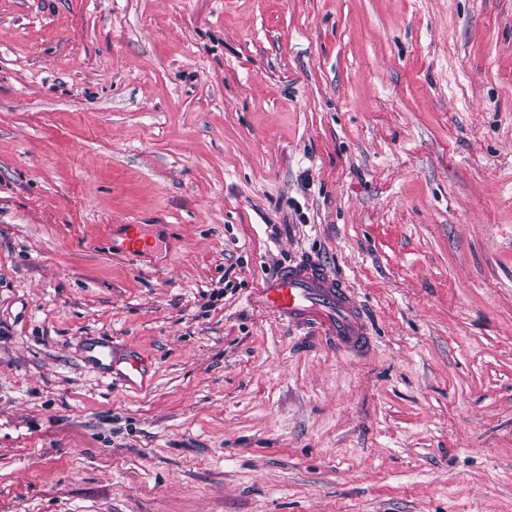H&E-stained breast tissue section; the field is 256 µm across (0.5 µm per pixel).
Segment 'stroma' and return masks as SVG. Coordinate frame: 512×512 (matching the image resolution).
<instances>
[{
  "mask_svg": "<svg viewBox=\"0 0 512 512\" xmlns=\"http://www.w3.org/2000/svg\"><path fill=\"white\" fill-rule=\"evenodd\" d=\"M0 512H512V0H0ZM123 226L125 232L121 246L125 253L135 256L149 248L148 241L142 233L143 224H126ZM250 301L289 324L317 329L340 351L358 353L368 340L355 294L312 257L263 280Z\"/></svg>",
  "mask_w": 512,
  "mask_h": 512,
  "instance_id": "stroma-1",
  "label": "stroma"
}]
</instances>
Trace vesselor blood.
<instances>
[{"instance_id": "b4317fda", "label": "vessel or blood", "mask_w": 512, "mask_h": 512, "mask_svg": "<svg viewBox=\"0 0 512 512\" xmlns=\"http://www.w3.org/2000/svg\"><path fill=\"white\" fill-rule=\"evenodd\" d=\"M147 247L141 225H126L123 251L133 256ZM250 300L289 324L317 329L338 350L356 353L368 340L355 294L314 259L282 267L251 292Z\"/></svg>"}]
</instances>
